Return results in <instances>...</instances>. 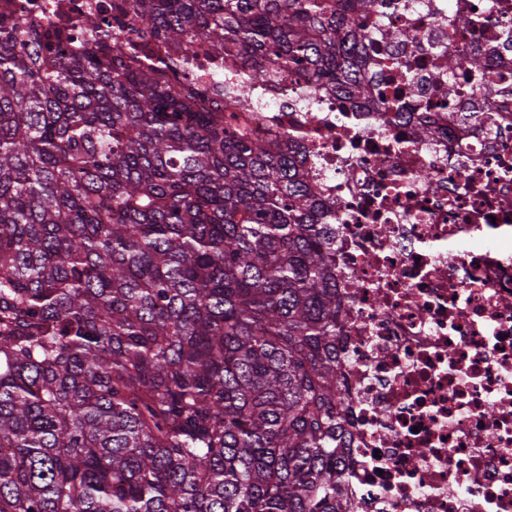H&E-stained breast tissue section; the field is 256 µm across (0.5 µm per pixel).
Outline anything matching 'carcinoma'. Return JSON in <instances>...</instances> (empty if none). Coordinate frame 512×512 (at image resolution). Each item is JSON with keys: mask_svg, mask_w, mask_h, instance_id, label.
<instances>
[{"mask_svg": "<svg viewBox=\"0 0 512 512\" xmlns=\"http://www.w3.org/2000/svg\"><path fill=\"white\" fill-rule=\"evenodd\" d=\"M112 13L75 54L0 17V512H347L335 230L292 145L224 123L246 86L181 78L356 94L365 34L329 0Z\"/></svg>", "mask_w": 512, "mask_h": 512, "instance_id": "obj_1", "label": "carcinoma"}]
</instances>
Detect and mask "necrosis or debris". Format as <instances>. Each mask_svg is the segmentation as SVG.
Returning <instances> with one entry per match:
<instances>
[{"label": "necrosis or debris", "mask_w": 512, "mask_h": 512, "mask_svg": "<svg viewBox=\"0 0 512 512\" xmlns=\"http://www.w3.org/2000/svg\"><path fill=\"white\" fill-rule=\"evenodd\" d=\"M111 2L0 13L66 31ZM357 20L358 97L303 73L236 115L291 140L336 227L352 512H512V0H374ZM475 53L483 68L449 71Z\"/></svg>", "instance_id": "necrosis-or-debris-1"}]
</instances>
